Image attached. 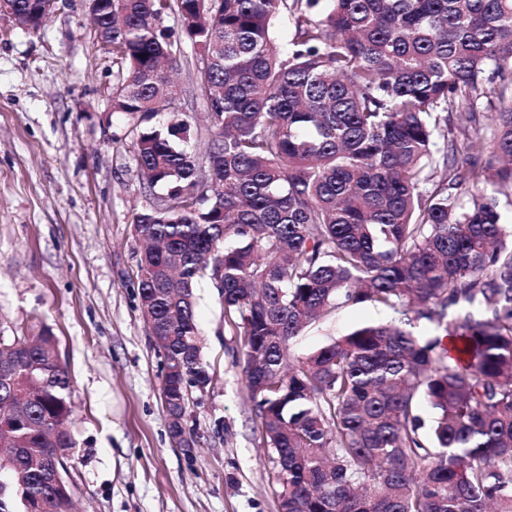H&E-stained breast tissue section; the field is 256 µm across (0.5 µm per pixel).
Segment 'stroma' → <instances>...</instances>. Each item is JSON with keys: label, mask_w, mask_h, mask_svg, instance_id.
I'll list each match as a JSON object with an SVG mask.
<instances>
[{"label": "stroma", "mask_w": 512, "mask_h": 512, "mask_svg": "<svg viewBox=\"0 0 512 512\" xmlns=\"http://www.w3.org/2000/svg\"><path fill=\"white\" fill-rule=\"evenodd\" d=\"M114 84L87 0H59L35 33L0 17V336L45 327L56 339L72 384L73 512H279L239 341L206 279L198 328L213 378L193 394L192 452L169 436L135 279L131 220L147 198L133 123L112 110ZM394 317L369 303L340 307L289 353Z\"/></svg>", "instance_id": "1"}]
</instances>
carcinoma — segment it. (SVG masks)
<instances>
[{
	"label": "carcinoma",
	"instance_id": "1",
	"mask_svg": "<svg viewBox=\"0 0 512 512\" xmlns=\"http://www.w3.org/2000/svg\"><path fill=\"white\" fill-rule=\"evenodd\" d=\"M112 111L134 121L139 308L163 351L171 439L212 379L196 288L239 336L280 512H512V0H103ZM26 28L54 12L12 0ZM291 26L275 38L273 19ZM196 55L211 125L168 65ZM493 96L469 129L457 104ZM208 139L203 157L191 136ZM469 196L461 202V192ZM398 314L294 360L338 308ZM426 320L440 334H414ZM458 343L448 353L443 338ZM71 380L55 338L0 336V512H69ZM434 417L426 426L420 406ZM166 25L170 26L176 34H179L183 42L184 55L179 59L178 68L175 72L178 85L184 91V100H182V102L185 103L184 106L189 115L191 127L193 129H195L196 126L203 128L207 124V110L199 101L196 102L195 99H193L191 93L194 79V71L191 63L194 56L193 47L185 37L183 23L177 15H171L167 18Z\"/></svg>",
	"mask_w": 512,
	"mask_h": 512
}]
</instances>
